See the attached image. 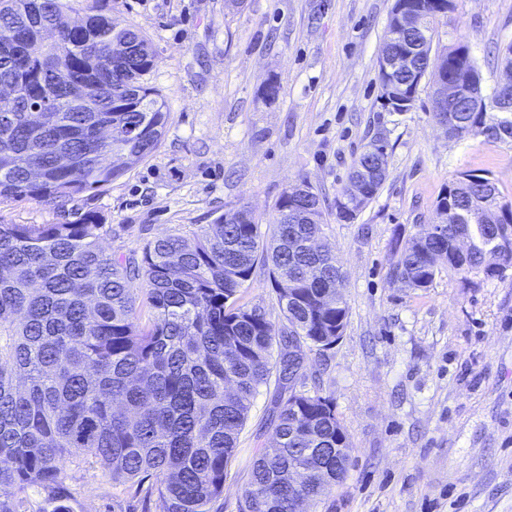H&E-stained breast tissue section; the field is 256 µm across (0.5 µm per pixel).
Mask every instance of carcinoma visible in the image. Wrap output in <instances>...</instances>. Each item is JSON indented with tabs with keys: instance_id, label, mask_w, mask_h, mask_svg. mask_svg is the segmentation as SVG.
Returning a JSON list of instances; mask_svg holds the SVG:
<instances>
[{
	"instance_id": "cac0c4a2",
	"label": "carcinoma",
	"mask_w": 512,
	"mask_h": 512,
	"mask_svg": "<svg viewBox=\"0 0 512 512\" xmlns=\"http://www.w3.org/2000/svg\"><path fill=\"white\" fill-rule=\"evenodd\" d=\"M426 35L412 72L378 71L388 83L434 84L448 77L468 96L435 102L433 117L454 138L510 141L484 92L477 62L454 63L456 44L433 51L436 0H408ZM83 12L82 40L56 26ZM29 36L0 42V85L20 79L26 97L8 108L18 125L0 123V203H57L99 190L158 147L165 101L142 77L157 65L141 32L112 25L100 0H12L0 27ZM411 28L392 9L379 54L410 44ZM102 86L95 111L77 112L68 94L80 81ZM59 111L37 120L44 98ZM386 146L370 143L349 179L364 180L362 197L336 204L353 220L387 177ZM435 204L442 235L419 232L396 243L390 279L428 288L439 262L463 275L512 268V210L486 176L456 180ZM325 218L313 192L283 193L264 262L287 324L240 303L253 275L261 232L239 208L200 224L187 238L171 234L139 253L116 257L103 245L111 227L91 213L66 224H0V512H21L28 492H44L43 512H69L66 463L76 455L120 484L144 492V512H224V477L259 387L276 374L288 395L275 399L276 446L260 450L240 512H293L303 489L288 468L309 464L307 448H343L349 437L332 400L299 382L298 348L324 351L343 334L348 306L323 296L343 277L323 237ZM148 320L142 322V310Z\"/></svg>"
}]
</instances>
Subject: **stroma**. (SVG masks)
<instances>
[{
  "label": "stroma",
  "mask_w": 512,
  "mask_h": 512,
  "mask_svg": "<svg viewBox=\"0 0 512 512\" xmlns=\"http://www.w3.org/2000/svg\"><path fill=\"white\" fill-rule=\"evenodd\" d=\"M395 0H110L116 27H135L159 63L144 77L168 116L158 148L105 188L65 204H0V224H62L100 215L118 255L247 207L270 236L277 203L306 183L325 212L326 242L344 272L341 338L303 350L301 379L330 397L352 444L346 477L306 512H512V268L461 277L440 265L430 287L391 282L396 242L431 223L463 172L512 197V144L448 138L421 83L409 111L385 110L378 54ZM434 47L468 44L485 90L512 43V0H453ZM280 87L276 99L264 88ZM374 139L388 153L379 193L350 222L336 198ZM242 303L283 316L264 263ZM276 379L259 387L224 481L238 512L250 468L272 444ZM71 512H138L137 487L97 467L67 466Z\"/></svg>",
  "instance_id": "obj_1"
}]
</instances>
